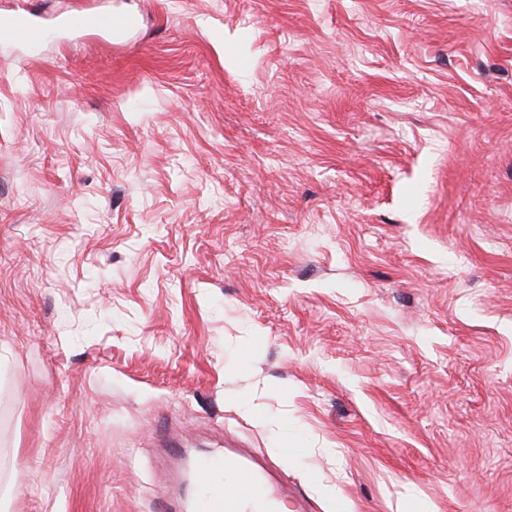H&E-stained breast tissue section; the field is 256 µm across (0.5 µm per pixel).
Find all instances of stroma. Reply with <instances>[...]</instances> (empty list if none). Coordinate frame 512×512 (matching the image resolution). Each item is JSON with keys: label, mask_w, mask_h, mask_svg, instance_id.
I'll list each match as a JSON object with an SVG mask.
<instances>
[{"label": "stroma", "mask_w": 512, "mask_h": 512, "mask_svg": "<svg viewBox=\"0 0 512 512\" xmlns=\"http://www.w3.org/2000/svg\"><path fill=\"white\" fill-rule=\"evenodd\" d=\"M0 512H512V0H0ZM302 439L276 454L277 420ZM136 19L127 13L109 10L75 9L60 24L71 33H94L121 37L136 25ZM0 37L36 49L49 39L48 30L37 23L29 11H17L9 23L0 28ZM195 491L188 512H241V499L269 506L273 498L269 483L247 457H231L224 450L192 456L188 461ZM233 474L231 485L224 484V473Z\"/></svg>", "instance_id": "stroma-1"}]
</instances>
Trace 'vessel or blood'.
Returning a JSON list of instances; mask_svg holds the SVG:
<instances>
[{
    "instance_id": "obj_1",
    "label": "vessel or blood",
    "mask_w": 512,
    "mask_h": 512,
    "mask_svg": "<svg viewBox=\"0 0 512 512\" xmlns=\"http://www.w3.org/2000/svg\"><path fill=\"white\" fill-rule=\"evenodd\" d=\"M60 24L75 34L112 38L126 34L136 20L124 12L79 8L61 19ZM0 37L35 49L48 40L49 32L29 11L21 10L0 28ZM188 467L195 486L188 512H241L242 499L265 505L271 497L268 482L248 457H231L214 450L192 456Z\"/></svg>"
}]
</instances>
